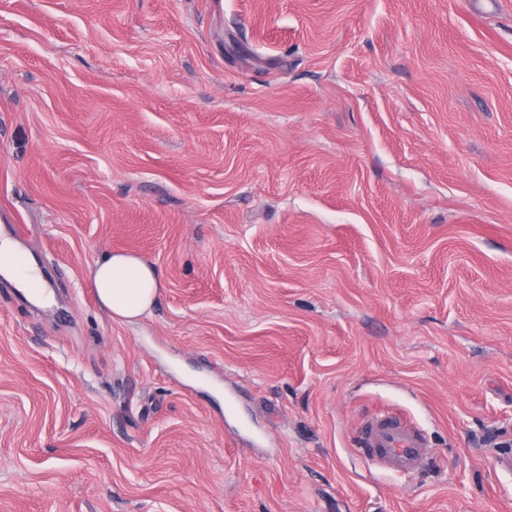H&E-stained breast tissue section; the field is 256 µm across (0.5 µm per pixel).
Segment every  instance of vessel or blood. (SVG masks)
Segmentation results:
<instances>
[{
	"label": "vessel or blood",
	"instance_id": "b4317fda",
	"mask_svg": "<svg viewBox=\"0 0 512 512\" xmlns=\"http://www.w3.org/2000/svg\"><path fill=\"white\" fill-rule=\"evenodd\" d=\"M358 452L375 467L395 474L421 471L432 456L423 430L392 413L369 418L359 434Z\"/></svg>",
	"mask_w": 512,
	"mask_h": 512
}]
</instances>
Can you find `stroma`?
<instances>
[{"label": "stroma", "mask_w": 512, "mask_h": 512, "mask_svg": "<svg viewBox=\"0 0 512 512\" xmlns=\"http://www.w3.org/2000/svg\"><path fill=\"white\" fill-rule=\"evenodd\" d=\"M0 234V512H512V0H0ZM91 281L99 302L113 319L132 321L155 303L162 279L156 267L128 252H106L91 268ZM15 261L16 259L12 256H0V264L8 266L5 268L7 277L20 288L31 290L33 296L44 298L42 276L37 266L25 258L11 265ZM356 448L375 467L395 474L421 471L432 457L423 430L392 413H379L362 427Z\"/></svg>", "instance_id": "obj_1"}]
</instances>
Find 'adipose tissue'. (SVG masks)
Returning <instances> with one entry per match:
<instances>
[{
	"instance_id": "ef3b65f1",
	"label": "adipose tissue",
	"mask_w": 512,
	"mask_h": 512,
	"mask_svg": "<svg viewBox=\"0 0 512 512\" xmlns=\"http://www.w3.org/2000/svg\"><path fill=\"white\" fill-rule=\"evenodd\" d=\"M99 302L112 318L130 321L147 313L155 303L162 279L156 267L128 252H107L91 268Z\"/></svg>"
}]
</instances>
